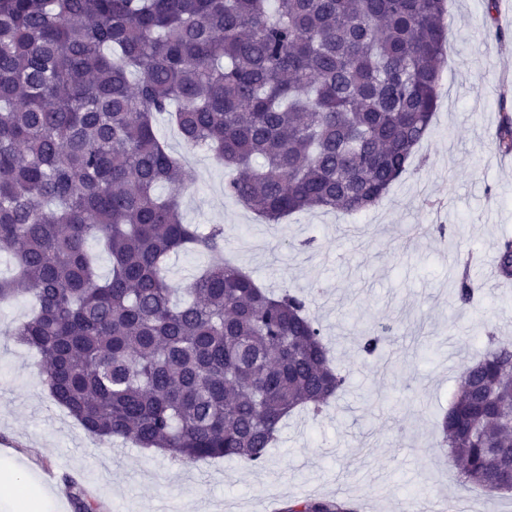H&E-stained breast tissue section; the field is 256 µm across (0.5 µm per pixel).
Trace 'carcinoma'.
I'll use <instances>...</instances> for the list:
<instances>
[{"instance_id": "1", "label": "carcinoma", "mask_w": 512, "mask_h": 512, "mask_svg": "<svg viewBox=\"0 0 512 512\" xmlns=\"http://www.w3.org/2000/svg\"><path fill=\"white\" fill-rule=\"evenodd\" d=\"M447 13V0H0V254L18 266L0 303L32 297L10 337L88 435L258 467L288 413L344 389L306 297L222 261L181 290L163 276L173 253H221L224 228L183 223L194 175L155 121L232 169L224 194L268 224L368 210L430 133ZM496 142L512 153V116ZM496 271L512 280V238ZM455 290L467 305L478 287L465 273ZM385 340L368 326L360 351ZM441 431L463 485L512 493L511 344L490 339L464 369ZM64 482L76 512H96ZM155 129L158 137L166 143L173 156L178 158L181 154L192 151L182 142L178 131L168 122L166 117L157 119Z\"/></svg>"}]
</instances>
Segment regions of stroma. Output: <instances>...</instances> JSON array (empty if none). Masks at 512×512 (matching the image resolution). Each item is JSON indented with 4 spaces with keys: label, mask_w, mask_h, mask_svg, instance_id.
I'll use <instances>...</instances> for the list:
<instances>
[{
    "label": "stroma",
    "mask_w": 512,
    "mask_h": 512,
    "mask_svg": "<svg viewBox=\"0 0 512 512\" xmlns=\"http://www.w3.org/2000/svg\"><path fill=\"white\" fill-rule=\"evenodd\" d=\"M447 22L431 132L375 208L266 223L225 196L228 171L208 152L181 195L185 223L223 225L225 258L263 287L309 297L347 379L320 416L285 420L264 466L186 465L89 436L49 395L35 351L4 334L30 315L31 299L0 304V468H16L22 486L42 492L38 512H75L66 475L97 512H279L307 499L395 512L416 497L512 512L510 494L463 488L437 446L463 368L490 339L512 341V281L493 274L498 240L512 237V156L495 144L502 112L512 113V0H499L493 21L485 0H448ZM432 224L445 225V236L429 232ZM470 249L481 258L469 273L482 295L464 306L453 272ZM368 324L389 329L373 356L359 351Z\"/></svg>",
    "instance_id": "35a3bbf8"
}]
</instances>
